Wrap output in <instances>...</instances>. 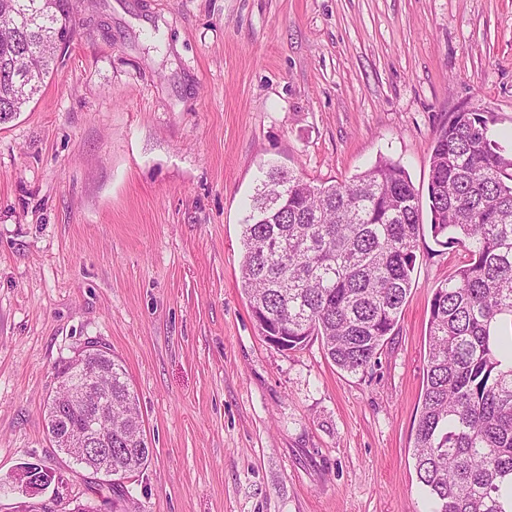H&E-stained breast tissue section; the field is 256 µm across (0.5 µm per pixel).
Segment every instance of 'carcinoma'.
<instances>
[{
    "instance_id": "obj_1",
    "label": "carcinoma",
    "mask_w": 512,
    "mask_h": 512,
    "mask_svg": "<svg viewBox=\"0 0 512 512\" xmlns=\"http://www.w3.org/2000/svg\"><path fill=\"white\" fill-rule=\"evenodd\" d=\"M72 0H0V122L22 111L58 68L75 29ZM492 113L454 112L436 131L428 202L438 245L464 253L437 285L414 458L430 512H512V151L491 138ZM242 231V289L263 336L283 350L318 339L340 369L365 373L412 287L422 210L389 159L348 182L314 185L260 168ZM112 373V469L129 477L153 451L137 398L112 353L68 360Z\"/></svg>"
}]
</instances>
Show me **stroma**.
<instances>
[{
    "label": "stroma",
    "mask_w": 512,
    "mask_h": 512,
    "mask_svg": "<svg viewBox=\"0 0 512 512\" xmlns=\"http://www.w3.org/2000/svg\"><path fill=\"white\" fill-rule=\"evenodd\" d=\"M464 107L512 148V0H79L57 71L0 125V512H430L413 443L459 254L419 239L395 333L352 374L260 334L241 235L267 161L329 185L388 158L427 200ZM91 344L154 448L120 492L46 431L58 367Z\"/></svg>",
    "instance_id": "stroma-1"
}]
</instances>
